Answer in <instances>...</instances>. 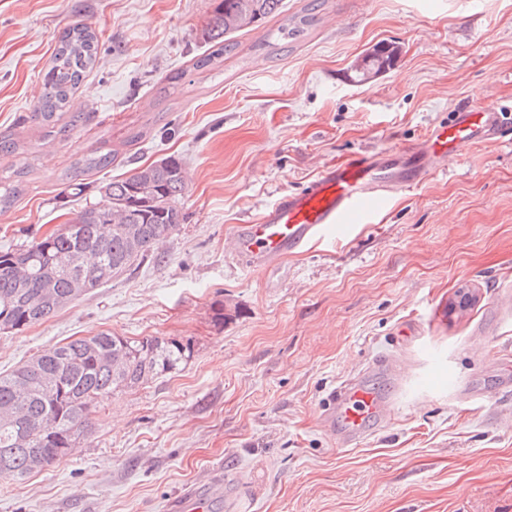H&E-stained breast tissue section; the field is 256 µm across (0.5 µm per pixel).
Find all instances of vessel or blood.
Masks as SVG:
<instances>
[{
	"instance_id": "obj_1",
	"label": "vessel or blood",
	"mask_w": 512,
	"mask_h": 512,
	"mask_svg": "<svg viewBox=\"0 0 512 512\" xmlns=\"http://www.w3.org/2000/svg\"><path fill=\"white\" fill-rule=\"evenodd\" d=\"M490 142L512 143V113L463 102L429 129L421 146L357 154L283 193L259 219L238 225L231 255L246 267L267 270L310 244L340 242L348 225L374 223L394 193L418 187L431 170H447L466 147ZM373 372L366 367L330 395L323 425L341 445H359L393 410L391 392L371 382ZM220 488L214 476L188 487L172 501L171 512H211Z\"/></svg>"
}]
</instances>
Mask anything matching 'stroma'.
I'll list each match as a JSON object with an SVG mask.
<instances>
[{
    "label": "stroma",
    "instance_id": "obj_1",
    "mask_svg": "<svg viewBox=\"0 0 512 512\" xmlns=\"http://www.w3.org/2000/svg\"><path fill=\"white\" fill-rule=\"evenodd\" d=\"M215 0H0V249L72 222L112 176L182 162L179 231L156 258L19 332L0 371L100 332L191 343L181 370L114 392L79 448L21 482L0 512H167L212 470L223 512H512V147L468 148L454 172L394 195L342 243L271 271L232 262L236 224L326 166L419 144L465 99L512 107V0H283L195 68ZM312 15L304 36L278 29ZM89 24L97 62L51 133L28 115L63 32ZM399 46L364 82L374 46ZM177 83H168L171 74ZM112 150L110 167L74 165ZM385 357L391 421L337 447L321 406Z\"/></svg>",
    "mask_w": 512,
    "mask_h": 512
}]
</instances>
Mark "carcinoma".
Returning a JSON list of instances; mask_svg holds the SVG:
<instances>
[{"label": "carcinoma", "instance_id": "cac0c4a2", "mask_svg": "<svg viewBox=\"0 0 512 512\" xmlns=\"http://www.w3.org/2000/svg\"><path fill=\"white\" fill-rule=\"evenodd\" d=\"M283 0H218L203 30L211 52L195 66H212L235 48L227 36L256 27L279 12ZM98 39L86 23L65 31L44 77V94L29 119L59 120L73 90L97 59ZM386 45L357 66L363 82L393 66ZM112 154L95 152L76 170H102ZM182 163L172 157L136 167L99 188L75 228L18 249L0 250V331H19L154 257V247L184 222L176 201L185 191ZM191 344L158 336L130 340L101 332L52 347L8 374L0 373V478L22 481L66 456L92 429L91 414L117 390L133 389L178 369Z\"/></svg>", "mask_w": 512, "mask_h": 512}]
</instances>
